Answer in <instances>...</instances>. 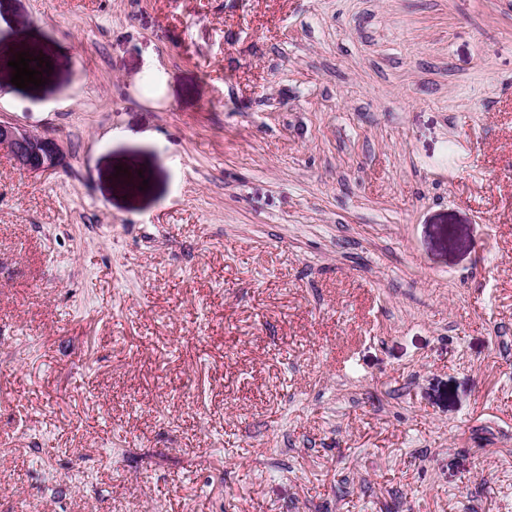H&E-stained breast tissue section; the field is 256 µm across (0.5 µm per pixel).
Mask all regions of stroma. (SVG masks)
<instances>
[{
	"mask_svg": "<svg viewBox=\"0 0 512 512\" xmlns=\"http://www.w3.org/2000/svg\"><path fill=\"white\" fill-rule=\"evenodd\" d=\"M0 17V512H512V0ZM6 150L15 165L26 174H43L61 168L65 152L58 138L49 134H35L28 129L0 120V150Z\"/></svg>",
	"mask_w": 512,
	"mask_h": 512,
	"instance_id": "stroma-1",
	"label": "stroma"
}]
</instances>
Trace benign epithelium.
<instances>
[{
    "instance_id": "7a95c632",
    "label": "benign epithelium",
    "mask_w": 512,
    "mask_h": 512,
    "mask_svg": "<svg viewBox=\"0 0 512 512\" xmlns=\"http://www.w3.org/2000/svg\"><path fill=\"white\" fill-rule=\"evenodd\" d=\"M7 151L18 169L26 174H43L61 168L65 152L58 138L49 134H35L28 129L0 120V150Z\"/></svg>"
}]
</instances>
